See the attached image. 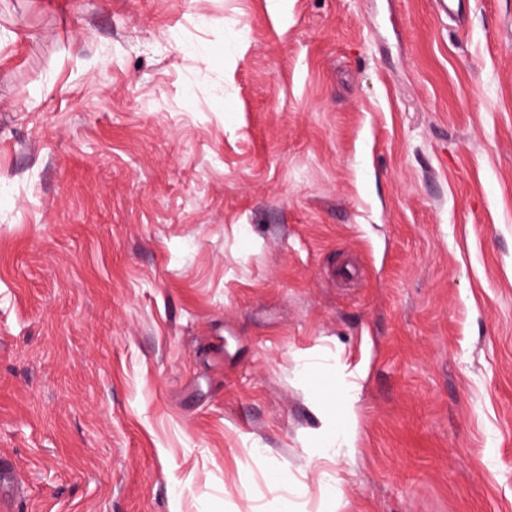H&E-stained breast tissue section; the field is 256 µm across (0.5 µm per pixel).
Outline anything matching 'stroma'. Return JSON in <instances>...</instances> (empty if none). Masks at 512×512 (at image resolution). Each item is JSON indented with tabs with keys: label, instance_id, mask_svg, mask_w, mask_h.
<instances>
[{
	"label": "stroma",
	"instance_id": "1",
	"mask_svg": "<svg viewBox=\"0 0 512 512\" xmlns=\"http://www.w3.org/2000/svg\"><path fill=\"white\" fill-rule=\"evenodd\" d=\"M460 2L0 0L11 512H512V0ZM348 411L340 429L336 432V438L329 444V448H323L322 457L328 460L336 458V476L332 472L323 470L318 474V481L325 485L332 482L337 487L340 485L342 479L340 471L337 470V464L340 457L351 456L355 452V441L358 431L359 415L356 408L357 397L352 394L348 399ZM336 447V448H334Z\"/></svg>",
	"mask_w": 512,
	"mask_h": 512
}]
</instances>
